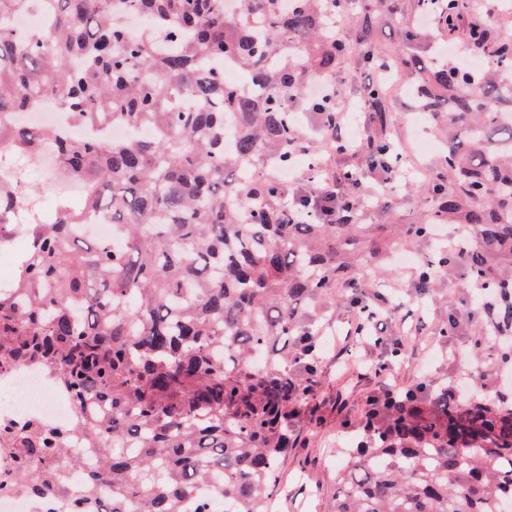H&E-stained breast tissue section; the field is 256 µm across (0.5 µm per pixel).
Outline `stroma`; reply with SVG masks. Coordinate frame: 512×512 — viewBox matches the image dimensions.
<instances>
[{
	"label": "stroma",
	"mask_w": 512,
	"mask_h": 512,
	"mask_svg": "<svg viewBox=\"0 0 512 512\" xmlns=\"http://www.w3.org/2000/svg\"><path fill=\"white\" fill-rule=\"evenodd\" d=\"M402 10L381 13L375 20L374 43L383 51H396L402 30L415 26L419 11L416 0H401ZM414 106L403 87H395L389 96L383 124L371 132L400 144L412 170L420 180L432 179L442 168L444 142H436L432 152L417 154L414 144L416 124ZM432 206L417 186L395 184L383 194L377 209H361L357 223L368 225L369 239L381 245L373 265L381 270L375 287L392 309L387 332L388 344L400 347L398 359L387 360L383 347L358 341L356 321L346 300L324 299L311 308V314L326 328V348L321 364L322 387L316 405L322 418L320 426L303 432L296 448L290 449L281 465V478L273 512H325L336 487V447L350 441L341 426L345 416L362 409L367 394L390 388L404 390L419 382L436 379L470 381L472 399H484L488 386L481 383V369L471 351V336L482 314L464 301L467 281L464 263H457L434 279L424 310L409 306V295L417 283L412 271L395 267V253L409 251L418 256L432 252L430 240L404 246L396 227L416 223ZM458 321V332L450 339L435 335L438 326L449 318ZM386 363L382 373L373 367Z\"/></svg>",
	"instance_id": "stroma-1"
}]
</instances>
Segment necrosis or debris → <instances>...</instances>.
<instances>
[{
    "label": "necrosis or debris",
    "instance_id": "4bbe7bcc",
    "mask_svg": "<svg viewBox=\"0 0 512 512\" xmlns=\"http://www.w3.org/2000/svg\"><path fill=\"white\" fill-rule=\"evenodd\" d=\"M0 128H26L63 131L74 137L109 138L123 141L125 128L109 122L78 124L65 112L60 101L39 97L23 112L0 114ZM61 199L77 195L81 182L63 171L55 162L52 141H45L37 160L12 157L9 165L0 164V189L17 193L30 186L32 176ZM5 231L0 241V285L14 281L19 261L30 251L33 241L28 233L27 217L17 212L0 219ZM82 416L75 395L63 387L53 371L31 363H0V512H100L102 499L84 496L74 502L72 496L58 493H34L18 479L23 466L19 454L9 443L11 434L39 426L70 436L65 456L53 457V468H70L73 476L98 468L96 449L78 438Z\"/></svg>",
    "mask_w": 512,
    "mask_h": 512
}]
</instances>
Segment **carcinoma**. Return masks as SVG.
Instances as JSON below:
<instances>
[{"mask_svg": "<svg viewBox=\"0 0 512 512\" xmlns=\"http://www.w3.org/2000/svg\"><path fill=\"white\" fill-rule=\"evenodd\" d=\"M44 0L51 31L26 36L3 27L39 0H0V113L56 97L77 123L125 126L122 142L31 130L3 136L31 157L48 137L59 166L85 181L80 200L62 199L53 223L32 224L33 249L14 285L0 289V358L54 369L78 396L80 434L100 443V469L80 493L103 490L112 512H211L195 498L209 484L223 512H267L280 464L315 417L320 336L305 305L372 286L340 251L359 241L357 224L291 223L279 179L303 139L288 117L315 74L350 54L336 35L328 0ZM439 32L461 36L481 58L472 77L414 55L370 44L377 7L357 19L364 60L395 84H413L426 118L448 121L445 167L424 189L438 197L433 220L459 222L451 250L416 267L419 296L461 255L468 278L493 293L472 349L494 352L490 375L512 371V26L474 14L475 0H418ZM116 15L145 16L131 37ZM231 58L245 81L224 83ZM205 59L202 74L197 62ZM363 104L383 114L385 84L363 88ZM373 146L400 162L383 137ZM454 190L443 189L445 183ZM0 190V211L33 203ZM87 210L112 218L120 243L80 245L71 227ZM412 243L430 225L400 230ZM438 387L367 397L343 425L356 432L344 452L328 512H512V387L485 401ZM37 427L15 435L24 459L55 452ZM20 479L36 489L73 492L61 471Z\"/></svg>", "mask_w": 512, "mask_h": 512, "instance_id": "obj_1", "label": "carcinoma"}]
</instances>
